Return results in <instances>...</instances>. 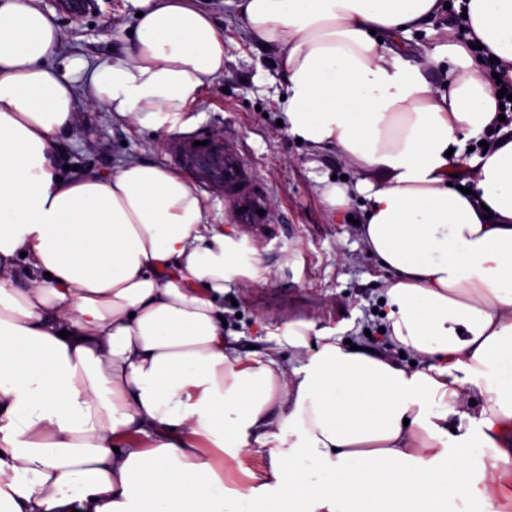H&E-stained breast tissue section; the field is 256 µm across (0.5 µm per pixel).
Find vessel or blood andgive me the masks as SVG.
<instances>
[{
	"label": "vessel or blood",
	"mask_w": 512,
	"mask_h": 512,
	"mask_svg": "<svg viewBox=\"0 0 512 512\" xmlns=\"http://www.w3.org/2000/svg\"><path fill=\"white\" fill-rule=\"evenodd\" d=\"M167 154L177 168L190 172L199 184L223 198L234 222L248 236L271 231L267 218L259 214L265 200L258 188L257 172L243 154L214 140L198 145L191 135L170 141Z\"/></svg>",
	"instance_id": "obj_1"
}]
</instances>
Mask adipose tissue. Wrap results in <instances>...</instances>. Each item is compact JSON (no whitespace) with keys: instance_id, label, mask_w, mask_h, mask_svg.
Listing matches in <instances>:
<instances>
[{"instance_id":"1","label":"adipose tissue","mask_w":512,"mask_h":512,"mask_svg":"<svg viewBox=\"0 0 512 512\" xmlns=\"http://www.w3.org/2000/svg\"><path fill=\"white\" fill-rule=\"evenodd\" d=\"M87 67L35 0H0V512H481L512 503V0H236L276 52L290 134L336 148L388 274L384 350L243 353L224 294L255 251L148 161L62 171L78 105L162 133L224 73L194 0H138ZM499 62L489 76L471 45ZM448 62L445 80L433 66ZM490 133L463 157L462 137ZM413 352L402 365L396 351Z\"/></svg>"}]
</instances>
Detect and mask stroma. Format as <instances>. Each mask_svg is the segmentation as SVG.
<instances>
[{
	"mask_svg": "<svg viewBox=\"0 0 512 512\" xmlns=\"http://www.w3.org/2000/svg\"><path fill=\"white\" fill-rule=\"evenodd\" d=\"M39 4L56 13L64 55L91 65L128 37L137 12L135 0H93L87 9L61 8L55 0ZM200 5L224 34V73L191 106V122L165 133L141 132L114 121L103 106L87 105L82 122L59 143L62 163L111 173L133 160L167 164L166 146L179 136L231 140L254 164L274 226L271 239L252 243L258 277L228 291L234 303L225 319L240 348L260 356L279 351L276 331L290 322L355 345L382 346L387 274L359 237L362 198L353 196L338 212L321 195L323 179L352 175V168L336 149L297 143L281 126L284 87L276 56L257 50L229 0Z\"/></svg>",
	"mask_w": 512,
	"mask_h": 512,
	"instance_id": "35a3bbf8",
	"label": "stroma"
}]
</instances>
